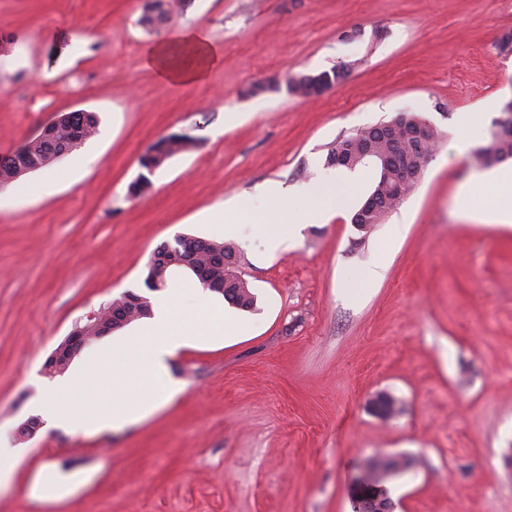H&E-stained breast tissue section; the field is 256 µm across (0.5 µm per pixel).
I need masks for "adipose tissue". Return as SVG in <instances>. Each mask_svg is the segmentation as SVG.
<instances>
[{"label":"adipose tissue","instance_id":"ef3b65f1","mask_svg":"<svg viewBox=\"0 0 512 512\" xmlns=\"http://www.w3.org/2000/svg\"><path fill=\"white\" fill-rule=\"evenodd\" d=\"M184 54L192 56V67L179 64L178 59ZM218 57V49L207 37L196 31H181L148 49L144 59L146 65L163 79L191 83L203 79ZM257 201L266 208V222L259 225L258 230L271 249L278 250L287 248L298 225L315 224L342 212L348 198L337 191L332 180L310 183L293 194L274 182L264 185L258 196L245 195L228 209L210 212L209 221L223 225L225 233L238 232L240 216Z\"/></svg>","mask_w":512,"mask_h":512}]
</instances>
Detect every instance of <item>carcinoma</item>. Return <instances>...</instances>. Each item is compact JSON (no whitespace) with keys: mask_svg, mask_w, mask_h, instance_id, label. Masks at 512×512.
<instances>
[{"mask_svg":"<svg viewBox=\"0 0 512 512\" xmlns=\"http://www.w3.org/2000/svg\"><path fill=\"white\" fill-rule=\"evenodd\" d=\"M164 0H151L144 6L143 16L140 22L147 30L156 28L161 23H166L169 16V9L165 8ZM99 120L94 112H83L74 115V119L67 122L62 130L55 134L52 139H40L38 137L20 145L9 157L11 164L0 165V179L12 178L16 174L17 167L30 168L35 171L53 164L52 156L58 152H72L81 146L86 140L97 133ZM379 125H371L353 134L339 136L327 145L326 160L328 163L338 157H343L346 162L342 167L355 171L364 166V162L357 160L356 154L365 144L373 146L377 151H385V142L378 132ZM440 133H432L424 149H419L412 141H407V148L413 160H423L434 152ZM191 142L182 141V135L170 133L154 144L140 156L139 165L146 174H141L129 185V193L137 196L140 192L149 187L151 182L149 175L162 168L172 157L189 149ZM512 158V125L504 127L497 132L490 134L483 144L473 152L474 164L479 168H487L495 163L503 162ZM416 182L397 184L388 187L382 179H377L371 193L366 198L370 202L367 210L355 211L351 223L364 232H369L376 225L382 223L386 216L394 210L400 202L413 190ZM195 249L186 254L191 262L205 268L207 278L214 285L212 292L221 295L229 304L248 311L253 308L255 297L250 290L247 281L239 278L232 267L237 264V257L232 246L214 239L202 237L193 238ZM174 274L167 268L163 261L157 259L148 260L146 264V276L144 283L151 291L161 290L167 287ZM123 306L121 318L124 325L150 316L151 302L148 298L128 293L119 298ZM112 306L109 302L104 306L100 317V324L112 326ZM98 324V325H100ZM98 325L86 321L77 325L86 336L98 335Z\"/></svg>","mask_w":512,"mask_h":512,"instance_id":"1","label":"carcinoma"}]
</instances>
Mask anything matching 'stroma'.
<instances>
[{"instance_id":"1","label":"stroma","mask_w":512,"mask_h":512,"mask_svg":"<svg viewBox=\"0 0 512 512\" xmlns=\"http://www.w3.org/2000/svg\"><path fill=\"white\" fill-rule=\"evenodd\" d=\"M170 2L150 33L143 0H0V155L58 114L100 121L59 162L73 177L0 189V444L20 451L0 512H353L368 460L387 456L410 463L386 484L393 512H512V225L492 222L493 193L453 149L459 113L478 146L512 99L500 48L512 0ZM182 28L223 51L203 81L168 82L143 62ZM340 65L346 77L320 96L286 89ZM402 112L443 138L363 236L351 217L377 172L327 165L326 146ZM173 132L191 148L130 195L140 156ZM330 176L349 184L348 210L300 225L288 250L255 232L262 208L236 235L206 220L266 183ZM178 235L234 246L256 299L245 335L188 329L167 370L178 391L143 420L18 439L49 355L122 294L158 299L145 265ZM375 263L380 280L364 281ZM381 394L391 418L372 411Z\"/></svg>"}]
</instances>
